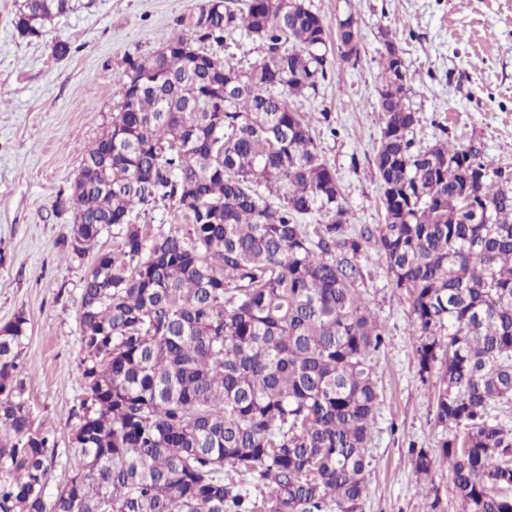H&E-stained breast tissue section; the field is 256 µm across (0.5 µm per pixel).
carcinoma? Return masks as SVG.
<instances>
[{"instance_id": "cac0c4a2", "label": "carcinoma", "mask_w": 512, "mask_h": 512, "mask_svg": "<svg viewBox=\"0 0 512 512\" xmlns=\"http://www.w3.org/2000/svg\"><path fill=\"white\" fill-rule=\"evenodd\" d=\"M68 0H25L16 29L41 37ZM204 0L167 53L125 59L117 112L92 144L73 193L68 252L84 257L102 227L81 301L82 415L77 466L45 497L49 436L31 427L19 350L28 320L0 328V512H361L379 393L372 355L384 331L355 282L374 242L409 297L418 374H439L435 423L463 429L438 453L412 448L427 481L439 462L463 512H512V177L480 188L479 151L414 149L405 60L384 63L374 155L385 223L354 234L335 172L290 99L326 78L327 27L303 0ZM244 30L261 56L242 70L205 46ZM340 58L359 43L336 20ZM481 211L464 200L479 190ZM169 199L186 227L154 230L130 214ZM321 213L314 229L298 218ZM250 476L252 496L225 473Z\"/></svg>"}]
</instances>
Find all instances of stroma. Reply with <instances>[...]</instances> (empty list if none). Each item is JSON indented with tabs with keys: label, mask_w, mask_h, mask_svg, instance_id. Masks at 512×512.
<instances>
[{
	"label": "stroma",
	"mask_w": 512,
	"mask_h": 512,
	"mask_svg": "<svg viewBox=\"0 0 512 512\" xmlns=\"http://www.w3.org/2000/svg\"><path fill=\"white\" fill-rule=\"evenodd\" d=\"M203 0H69L47 36H20L23 0H0V327L24 315L19 377L34 429L51 435L47 495L71 475V434L84 398L80 312L90 257L62 237L81 149L111 123L127 56L148 57L185 31ZM328 30L356 18V60L334 58L313 96L296 97L326 163L335 171L353 231L384 223L374 150L384 127L377 106L381 30L400 47L418 117L417 148L436 142L479 149L488 169H512V0H305ZM66 54L55 51L56 43ZM356 287L386 335L374 355L380 406L368 446L371 475L362 512H428L410 447L438 448L437 379L421 381L409 303L377 248L358 257Z\"/></svg>",
	"instance_id": "35a3bbf8"
}]
</instances>
